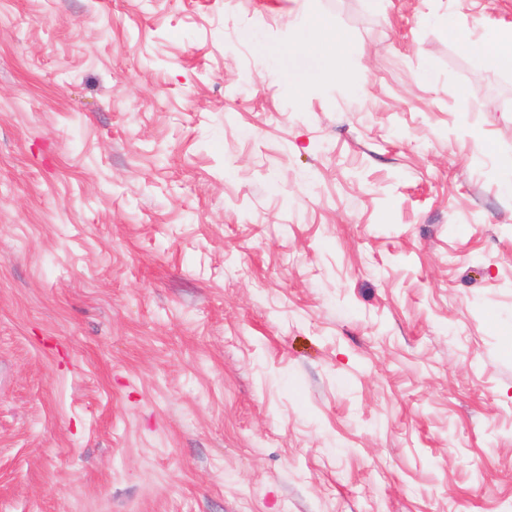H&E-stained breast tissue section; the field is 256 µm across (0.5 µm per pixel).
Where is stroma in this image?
<instances>
[{
	"label": "stroma",
	"instance_id": "1",
	"mask_svg": "<svg viewBox=\"0 0 512 512\" xmlns=\"http://www.w3.org/2000/svg\"><path fill=\"white\" fill-rule=\"evenodd\" d=\"M459 29L512 0H0V512L512 507V69ZM335 44L327 40L317 24L292 52H288V68L298 90L319 79L325 70L326 62L331 58Z\"/></svg>",
	"mask_w": 512,
	"mask_h": 512
}]
</instances>
